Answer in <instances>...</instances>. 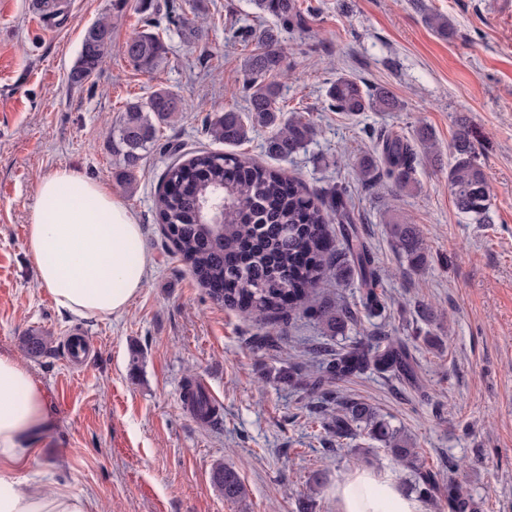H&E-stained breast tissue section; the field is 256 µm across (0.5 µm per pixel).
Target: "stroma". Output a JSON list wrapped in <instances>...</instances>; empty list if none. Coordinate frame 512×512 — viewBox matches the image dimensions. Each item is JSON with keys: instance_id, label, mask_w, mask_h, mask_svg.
<instances>
[{"instance_id": "stroma-1", "label": "stroma", "mask_w": 512, "mask_h": 512, "mask_svg": "<svg viewBox=\"0 0 512 512\" xmlns=\"http://www.w3.org/2000/svg\"><path fill=\"white\" fill-rule=\"evenodd\" d=\"M63 0L58 15L31 0H0V355L15 358L42 390L55 426L27 475L59 463L55 480L88 497L96 512H338L336 484L357 473L394 480L409 492L412 473L359 435L338 446L330 419L292 378L317 368L322 327L296 310L276 318L275 346L258 349L262 325L214 301L174 254L155 213L167 167L201 150H221L206 125L214 113L241 109L253 39L231 31L272 25L250 0ZM299 28L285 37L286 69L269 75L284 115L309 119L316 134L287 159L265 151V132L239 150L325 195L337 184L352 195L353 224L380 273L384 307L370 316L357 282L330 290L357 316L347 332L405 340L418 380L369 371L341 382L402 426L426 465L461 463L458 479L480 512H512V0H297ZM448 17L452 40L438 37L425 12ZM112 25L100 70L69 81L84 32ZM199 28L184 39L179 20ZM53 32H43V24ZM149 30L169 48L153 73L123 54ZM346 74L362 87L387 86L397 112L357 116L333 111L325 96ZM159 89L182 99V120L162 125L156 146L126 188L116 178L110 128L127 102ZM468 126L491 192V221L469 224L448 188L453 136ZM430 128L440 159H419L416 189L381 179L363 183L356 163L387 136L412 140ZM66 167L111 187L143 229L151 258L146 286L125 312L77 318L40 288L25 251L39 181ZM394 224L418 225L427 262L413 269L393 243ZM49 339L29 355L26 336ZM83 339L86 365H69L64 345ZM204 379L218 413L203 421L183 404V387ZM238 471L248 489L225 501L212 481L216 464ZM323 482L311 488L314 473Z\"/></svg>"}]
</instances>
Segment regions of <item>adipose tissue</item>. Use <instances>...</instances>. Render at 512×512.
<instances>
[{"mask_svg":"<svg viewBox=\"0 0 512 512\" xmlns=\"http://www.w3.org/2000/svg\"><path fill=\"white\" fill-rule=\"evenodd\" d=\"M25 247L41 288L78 317L123 313L146 283L149 256L134 213L111 188L67 168L39 182ZM52 424L41 389L0 356V512H90L81 495L24 474ZM336 498L339 512H419L395 483L365 473L347 478Z\"/></svg>","mask_w":512,"mask_h":512,"instance_id":"adipose-tissue-1","label":"adipose tissue"}]
</instances>
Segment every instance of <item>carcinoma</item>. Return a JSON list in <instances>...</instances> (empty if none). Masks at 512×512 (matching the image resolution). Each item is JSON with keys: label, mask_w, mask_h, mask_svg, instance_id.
Returning <instances> with one entry per match:
<instances>
[{"label": "carcinoma", "mask_w": 512, "mask_h": 512, "mask_svg": "<svg viewBox=\"0 0 512 512\" xmlns=\"http://www.w3.org/2000/svg\"><path fill=\"white\" fill-rule=\"evenodd\" d=\"M251 2L257 13L275 15L280 27L260 32L258 41L263 48L245 61V109L228 110L207 124L212 140L231 150L198 151L184 162L169 166L155 200L158 223L175 253L186 261L198 285L207 289L213 300L258 322L285 309L302 308L320 285L353 276L362 288L364 309L379 311L383 308L376 292L379 273L356 225L351 223L346 189H334L323 207L301 182L233 151L257 127L271 129L266 151L278 158L298 153L315 134L314 125L300 116L281 118L278 92L265 83L266 76L284 68L285 55L278 43L281 32L298 24L296 0ZM424 20L442 37L453 34L451 23L441 14L428 13ZM110 33L112 27L103 21L86 29L80 55L69 73L72 83L81 84L99 70L112 44ZM123 52L135 69L152 73L166 59L168 48L155 34L140 32L125 42ZM327 97L333 108L354 115L401 110L389 88L365 90L343 74L330 84ZM183 114L182 99L163 89L145 100L126 104L123 118L111 134L112 149L119 157L127 187L134 186L137 168L154 147L158 128ZM420 153L435 155L432 134L425 127L418 129L413 143L398 137L383 140L381 161L371 155L360 157L359 175L364 182L373 183L384 174L398 186L411 189L416 185ZM448 186L464 218L477 224L489 222L490 191L475 143L465 126L459 129L451 146ZM214 198L224 200L221 224L210 223L201 211L202 205ZM330 211L342 226L340 250L328 232ZM391 234L396 248L411 264H426L417 225L394 224ZM309 312L328 336L345 335L354 321L352 312L337 297L325 298ZM370 370L391 371L404 381L415 376L411 355L403 342L366 336L336 350L335 357L309 383L312 392L326 397V405L336 404L330 410L336 437L344 439L366 432L392 458L411 469L413 488L421 500L431 502L443 497L448 502V512H477L474 498L454 478L456 462L448 461V484L441 485V472L419 463L418 448L403 428L392 425L361 398L333 395V385ZM212 479L224 499L246 498V486L234 468L219 463Z\"/></svg>", "instance_id": "1"}]
</instances>
